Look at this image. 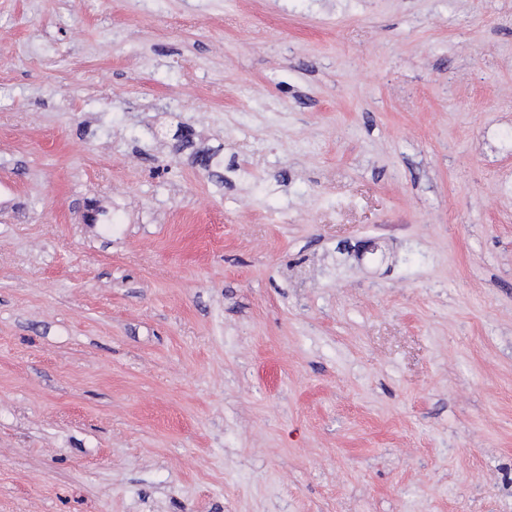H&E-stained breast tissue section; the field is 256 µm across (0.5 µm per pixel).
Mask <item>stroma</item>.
I'll use <instances>...</instances> for the list:
<instances>
[{
  "instance_id": "obj_1",
  "label": "stroma",
  "mask_w": 512,
  "mask_h": 512,
  "mask_svg": "<svg viewBox=\"0 0 512 512\" xmlns=\"http://www.w3.org/2000/svg\"><path fill=\"white\" fill-rule=\"evenodd\" d=\"M0 512H512V0H0Z\"/></svg>"
}]
</instances>
